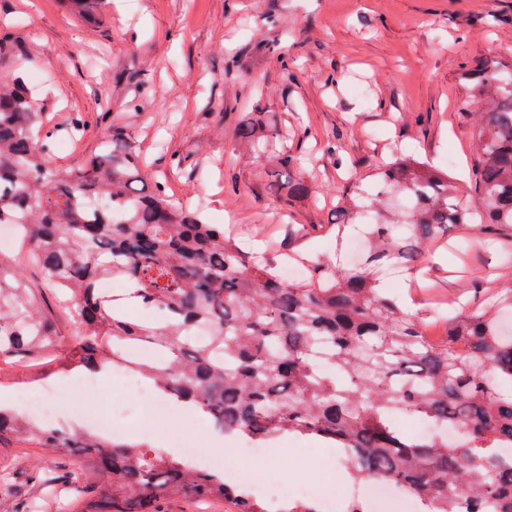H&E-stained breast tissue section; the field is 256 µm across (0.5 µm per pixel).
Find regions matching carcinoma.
Segmentation results:
<instances>
[{"label":"carcinoma","mask_w":512,"mask_h":512,"mask_svg":"<svg viewBox=\"0 0 512 512\" xmlns=\"http://www.w3.org/2000/svg\"><path fill=\"white\" fill-rule=\"evenodd\" d=\"M36 64L16 27L0 28V225L22 217L21 246L39 269L55 305L68 312L74 347L70 365H124L160 390L209 416L226 434L264 447L297 435L344 452L354 483L385 479L418 498L423 512H512V338L500 316L512 313V282L476 308L448 320V335L430 341L417 319L380 288L379 273L418 267L427 243L448 229L474 224L495 236L512 229V70L495 60L464 74L466 105L476 106V195L462 202L448 173L399 148L377 165L381 191L347 192L345 212L374 208L371 249L356 267L330 259H289L305 278L284 282L275 262L251 259L226 238L224 225L203 212L171 206L162 186L149 187L144 161L118 125L99 151L62 168L57 144L84 124L49 130L28 92ZM257 118L240 120L236 138L276 162L268 176L288 199L310 187L293 178L299 158L282 140V126L255 104ZM120 278L145 321L116 309L99 283ZM208 330L206 344L192 332ZM464 338L466 348L456 345ZM58 341L49 310L27 285L26 266L0 262V365L41 356ZM137 343L163 350L162 362L131 359ZM407 413L464 438H415L394 416ZM30 441L68 448L95 463L112 486L104 499L68 473H19L40 494L71 485L87 501L83 512H159L165 500L231 498L238 512H269L224 474L193 468L186 459L142 444L90 433L70 434L0 410V443Z\"/></svg>","instance_id":"obj_1"}]
</instances>
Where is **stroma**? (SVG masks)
<instances>
[{
	"instance_id": "35a3bbf8",
	"label": "stroma",
	"mask_w": 512,
	"mask_h": 512,
	"mask_svg": "<svg viewBox=\"0 0 512 512\" xmlns=\"http://www.w3.org/2000/svg\"><path fill=\"white\" fill-rule=\"evenodd\" d=\"M278 10L280 25L263 18ZM496 24H487L488 15ZM0 21L18 22L32 36L44 86L36 97L48 124L82 115L70 151L55 163L71 165L97 151L113 124L124 125L146 161V178L174 203H202L210 223L232 216L240 233L277 257L288 231L301 230V248L327 255L336 247L341 202L349 186L371 187L376 164L394 147L444 165L466 201L475 195L473 116L463 104L460 75L479 59L512 64V0H112L87 22L67 0H0ZM278 40L288 56L291 83L279 78L276 57L256 44ZM152 88L143 109L131 100L139 85ZM269 112H283L288 146L298 157L295 177L313 193L303 202L278 193L267 158L236 140L233 130L252 109L247 89ZM348 164L335 166L327 144ZM438 295L449 308L477 303V269L504 271L498 248L481 243L476 227L451 228L426 247ZM54 358L0 366V394L41 391L73 377V346L65 316ZM96 402L114 414L121 440L142 442L156 432L137 395L98 385ZM285 465L269 455L245 458L224 450L230 465L250 470L254 483L273 475L325 479L336 459L324 449L278 439ZM79 470L98 497L111 491L95 466L64 450L0 445V468Z\"/></svg>"
}]
</instances>
